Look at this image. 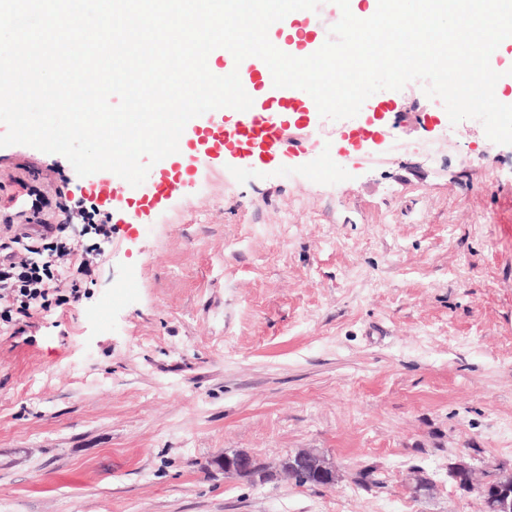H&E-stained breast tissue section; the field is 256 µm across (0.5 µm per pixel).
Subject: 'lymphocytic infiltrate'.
<instances>
[{
    "instance_id": "f902f5d3",
    "label": "lymphocytic infiltrate",
    "mask_w": 512,
    "mask_h": 512,
    "mask_svg": "<svg viewBox=\"0 0 512 512\" xmlns=\"http://www.w3.org/2000/svg\"><path fill=\"white\" fill-rule=\"evenodd\" d=\"M55 208L54 224H27L22 229L0 226V324L16 326L41 314L51 303L79 301L82 280L90 276L97 249L75 253L68 245L73 231L105 241L111 225L94 222L81 205L63 197L44 200Z\"/></svg>"
}]
</instances>
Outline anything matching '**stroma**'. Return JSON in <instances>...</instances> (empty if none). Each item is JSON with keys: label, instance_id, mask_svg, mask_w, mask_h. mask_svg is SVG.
Instances as JSON below:
<instances>
[{"label": "stroma", "instance_id": "1", "mask_svg": "<svg viewBox=\"0 0 512 512\" xmlns=\"http://www.w3.org/2000/svg\"><path fill=\"white\" fill-rule=\"evenodd\" d=\"M371 100L289 113L276 163L174 168L151 209L158 167L0 147V214L60 191L112 226L79 302L0 330V512H483L448 465L512 463V147L422 82ZM307 448L336 484L209 465ZM211 464L224 471L227 476L256 480L269 471L267 465L254 455L245 451L224 452L211 461Z\"/></svg>", "mask_w": 512, "mask_h": 512}]
</instances>
